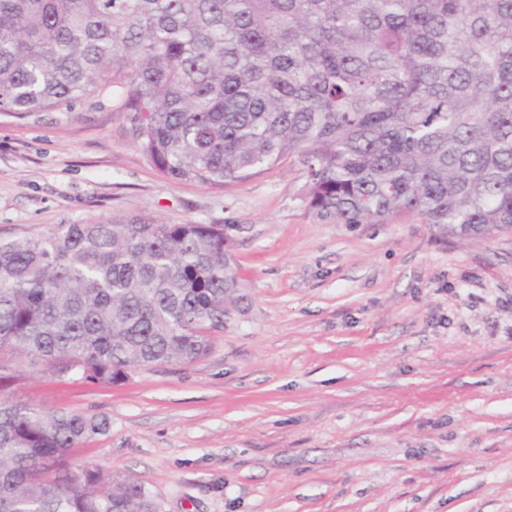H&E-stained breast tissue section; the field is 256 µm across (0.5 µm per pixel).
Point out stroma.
Instances as JSON below:
<instances>
[{
	"label": "stroma",
	"instance_id": "1",
	"mask_svg": "<svg viewBox=\"0 0 512 512\" xmlns=\"http://www.w3.org/2000/svg\"><path fill=\"white\" fill-rule=\"evenodd\" d=\"M303 183L288 161L223 191L172 180L106 99L0 114V239L224 224L244 296L193 363L112 386L27 369L0 397L109 416L72 468L126 473L163 512H512V231L330 224Z\"/></svg>",
	"mask_w": 512,
	"mask_h": 512
}]
</instances>
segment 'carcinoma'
<instances>
[{"instance_id":"obj_1","label":"carcinoma","mask_w":512,"mask_h":512,"mask_svg":"<svg viewBox=\"0 0 512 512\" xmlns=\"http://www.w3.org/2000/svg\"><path fill=\"white\" fill-rule=\"evenodd\" d=\"M117 102L166 176L224 189L293 158L330 224L512 228V0H0V113ZM222 224L150 217L0 240V388L206 356L238 307ZM105 415L0 398V512H159L71 452Z\"/></svg>"}]
</instances>
